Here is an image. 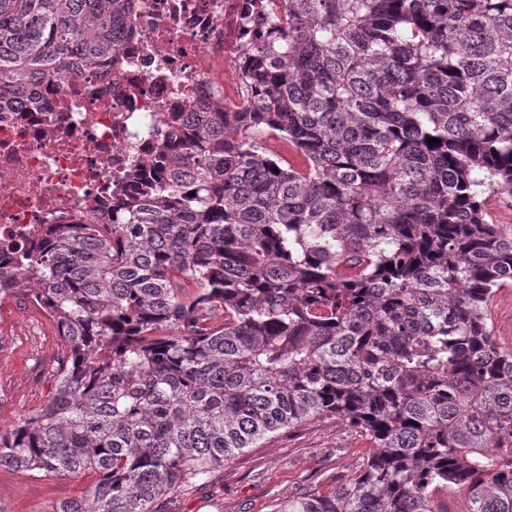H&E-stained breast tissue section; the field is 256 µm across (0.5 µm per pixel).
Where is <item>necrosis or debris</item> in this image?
Masks as SVG:
<instances>
[{
	"mask_svg": "<svg viewBox=\"0 0 512 512\" xmlns=\"http://www.w3.org/2000/svg\"><path fill=\"white\" fill-rule=\"evenodd\" d=\"M285 0H137L122 49L103 75L41 85L0 112V249L54 224H106L149 173L169 115L253 98L244 74Z\"/></svg>",
	"mask_w": 512,
	"mask_h": 512,
	"instance_id": "4bbe7bcc",
	"label": "necrosis or debris"
}]
</instances>
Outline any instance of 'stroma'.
<instances>
[{"mask_svg":"<svg viewBox=\"0 0 512 512\" xmlns=\"http://www.w3.org/2000/svg\"><path fill=\"white\" fill-rule=\"evenodd\" d=\"M62 343L30 300L0 305V428L40 408L56 389ZM371 450L369 440L328 416L274 434L211 471L205 483L162 499L163 512H277L307 491L341 484ZM70 479L0 469V512H52L78 493Z\"/></svg>","mask_w":512,"mask_h":512,"instance_id":"obj_1","label":"stroma"}]
</instances>
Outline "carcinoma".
I'll return each instance as SVG.
<instances>
[{"label":"carcinoma","mask_w":512,"mask_h":512,"mask_svg":"<svg viewBox=\"0 0 512 512\" xmlns=\"http://www.w3.org/2000/svg\"><path fill=\"white\" fill-rule=\"evenodd\" d=\"M256 105L171 112L112 223L57 224L0 266L65 351L0 428V467L90 481L52 512H160L281 430L335 416L372 443L279 512H512V0H286ZM132 0H0V107L103 71ZM429 138L440 139L430 145ZM486 219L489 223L499 224L506 234H512V195L509 192H503L488 200ZM489 318L498 345L512 350V284L495 294L489 306Z\"/></svg>","instance_id":"obj_1"}]
</instances>
